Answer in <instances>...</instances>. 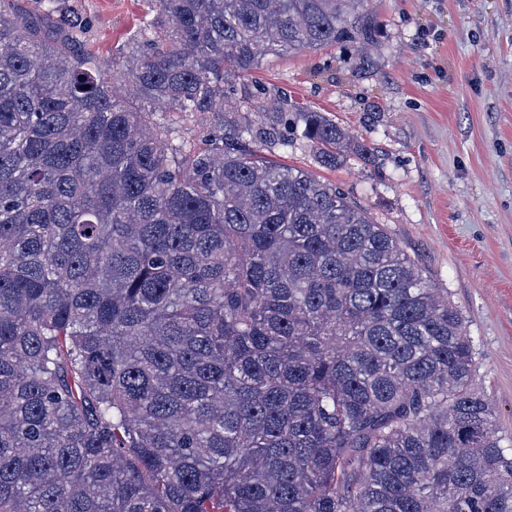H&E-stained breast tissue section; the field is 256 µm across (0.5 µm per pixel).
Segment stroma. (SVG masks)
<instances>
[{
    "instance_id": "obj_1",
    "label": "stroma",
    "mask_w": 512,
    "mask_h": 512,
    "mask_svg": "<svg viewBox=\"0 0 512 512\" xmlns=\"http://www.w3.org/2000/svg\"><path fill=\"white\" fill-rule=\"evenodd\" d=\"M79 49L108 63L158 19L154 0H74ZM369 64L352 40L268 57L241 84L327 114L370 158L323 167L292 139L277 161L336 184L386 225L463 313L476 384L512 437V0H368Z\"/></svg>"
}]
</instances>
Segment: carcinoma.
I'll return each instance as SVG.
<instances>
[{
    "instance_id": "cac0c4a2",
    "label": "carcinoma",
    "mask_w": 512,
    "mask_h": 512,
    "mask_svg": "<svg viewBox=\"0 0 512 512\" xmlns=\"http://www.w3.org/2000/svg\"><path fill=\"white\" fill-rule=\"evenodd\" d=\"M34 2L0 0V512H512L461 312L263 154L368 147L234 86L283 51L368 57L367 0H157L163 37L110 81L90 20ZM158 110L218 121L188 146Z\"/></svg>"
}]
</instances>
